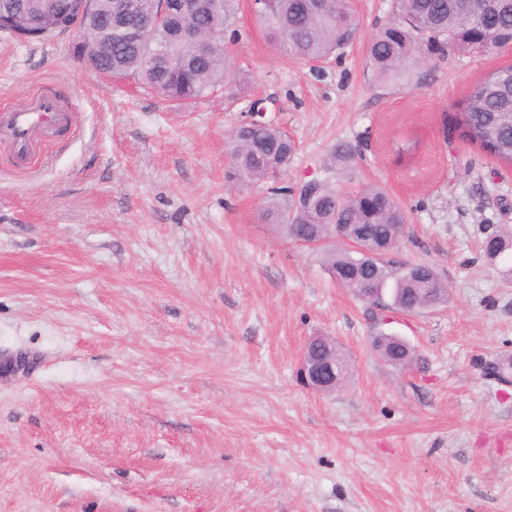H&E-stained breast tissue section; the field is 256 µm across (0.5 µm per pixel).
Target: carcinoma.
I'll return each instance as SVG.
<instances>
[{"mask_svg":"<svg viewBox=\"0 0 512 512\" xmlns=\"http://www.w3.org/2000/svg\"><path fill=\"white\" fill-rule=\"evenodd\" d=\"M36 2L0 0V16L32 10ZM78 2L52 0L57 27L43 29L31 39L65 33ZM115 3L125 6L119 16L111 12ZM93 4L97 9L81 17V35L72 44L81 65L116 83L136 77L172 107L227 88L230 72L224 44L239 38V0H200L196 11L174 16L160 15L156 0H93ZM486 4L488 0H396L394 17L367 44L374 81L410 83L419 66L418 43L448 55L484 52L490 42L502 47L512 42V0H501L488 12ZM255 14L270 41L290 48L305 64L344 49L359 33L350 0H268ZM124 26L138 27L139 39L126 40ZM198 39L207 41L208 48L194 56L191 41ZM451 119L468 142L512 166V66L496 68L478 80ZM254 140L263 142L265 150L253 152ZM230 152L233 164L227 178L243 188L287 168L294 145L272 123L258 127L244 122L230 135ZM268 191L271 199L263 217L280 225L289 238L320 233L326 224H341L346 237L361 242L363 251L341 238L325 248L328 270L359 301L367 302L378 291L390 298L391 305L407 311L447 300L448 287L430 265L416 264V275L410 277L397 261L373 257L391 227L407 223L402 206L384 188L363 184L342 192L325 179H310L271 186ZM510 249L511 235L498 233L484 241V252L492 260ZM372 346L394 366H405L413 357L407 343L392 336H376ZM313 351L336 353L341 373L336 388H342L351 373L342 348L318 344Z\"/></svg>","mask_w":512,"mask_h":512,"instance_id":"obj_1","label":"carcinoma"}]
</instances>
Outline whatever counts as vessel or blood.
<instances>
[{
	"label": "vessel or blood",
	"mask_w": 512,
	"mask_h": 512,
	"mask_svg": "<svg viewBox=\"0 0 512 512\" xmlns=\"http://www.w3.org/2000/svg\"><path fill=\"white\" fill-rule=\"evenodd\" d=\"M73 123L70 109L58 97L38 93L15 107L0 110V148L18 164L40 154Z\"/></svg>",
	"instance_id": "vessel-or-blood-1"
}]
</instances>
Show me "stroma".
I'll return each instance as SVG.
<instances>
[{"instance_id": "35a3bbf8", "label": "stroma", "mask_w": 512, "mask_h": 512, "mask_svg": "<svg viewBox=\"0 0 512 512\" xmlns=\"http://www.w3.org/2000/svg\"><path fill=\"white\" fill-rule=\"evenodd\" d=\"M357 40L321 67L274 47L240 0L230 89L169 108L68 53L0 32V107L50 91L75 114L44 159L0 152V512H512V278L483 240L512 231V168L450 115L512 48L420 47L378 86L371 34L393 0H352ZM265 98L295 152L278 179L388 190L403 261L446 302L370 308L319 251L228 181L229 134ZM355 160L331 159L341 143ZM395 335L396 367L372 349ZM312 336L351 363L338 391L299 376ZM372 346L384 360L394 366H405L413 357V351L407 343L392 336H375Z\"/></svg>"}]
</instances>
